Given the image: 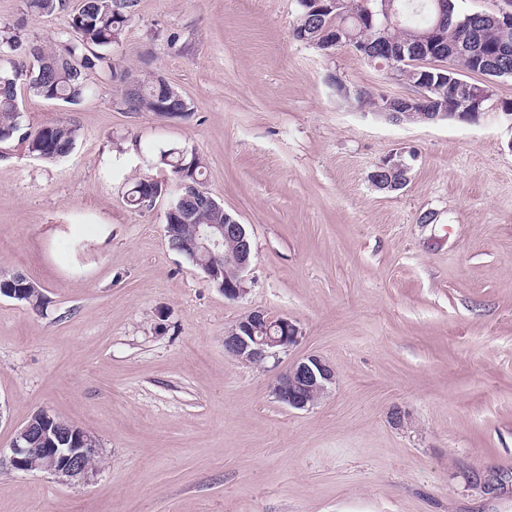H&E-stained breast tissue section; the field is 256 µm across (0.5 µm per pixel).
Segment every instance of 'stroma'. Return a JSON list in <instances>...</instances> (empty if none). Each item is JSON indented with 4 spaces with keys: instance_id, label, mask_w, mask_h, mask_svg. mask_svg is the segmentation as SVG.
Instances as JSON below:
<instances>
[{
    "instance_id": "1",
    "label": "stroma",
    "mask_w": 512,
    "mask_h": 512,
    "mask_svg": "<svg viewBox=\"0 0 512 512\" xmlns=\"http://www.w3.org/2000/svg\"><path fill=\"white\" fill-rule=\"evenodd\" d=\"M27 15L16 62L69 10ZM297 0H138L109 55L161 74L183 120L131 112L109 71L77 105L21 93L24 125L78 129L66 158L0 142V448L43 410L95 438L88 480L0 470V512H512V147L500 123L393 124L337 84L405 96L348 48L297 41ZM196 151L203 187L245 224L248 291L226 299L172 251L160 151ZM403 153L398 191L370 173ZM296 320V347L252 367L224 353L250 311ZM309 354L337 381L309 411L270 392ZM402 424H394L393 410ZM167 183L154 179L141 178L133 182L132 187L128 190L127 203L134 208L141 209L142 198L146 194H158V198L164 194ZM17 288H24L20 290H23V292H25L26 294L22 295L23 293L21 291L18 292L19 289ZM0 290L1 295L24 302L25 304H27L28 306L32 307L35 310L43 309L45 305L48 303L47 297L43 293L42 289L33 281L29 280L26 276L22 277L21 273H13L9 276L3 277L1 276ZM8 290L17 292L14 293L15 297L13 295L8 294Z\"/></svg>"
}]
</instances>
